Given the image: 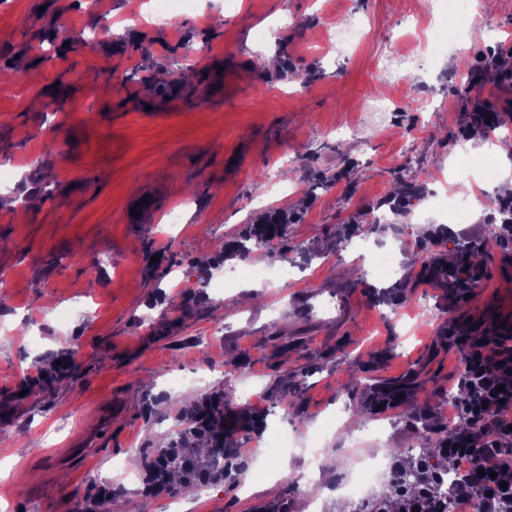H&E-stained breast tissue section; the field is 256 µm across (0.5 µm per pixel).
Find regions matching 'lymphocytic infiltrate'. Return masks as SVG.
<instances>
[{
	"label": "lymphocytic infiltrate",
	"mask_w": 512,
	"mask_h": 512,
	"mask_svg": "<svg viewBox=\"0 0 512 512\" xmlns=\"http://www.w3.org/2000/svg\"><path fill=\"white\" fill-rule=\"evenodd\" d=\"M468 351L457 385L465 398L455 408L458 423L440 439L449 461L465 462L456 493L481 512H512V333L467 337ZM493 461L495 478L478 471Z\"/></svg>",
	"instance_id": "obj_1"
}]
</instances>
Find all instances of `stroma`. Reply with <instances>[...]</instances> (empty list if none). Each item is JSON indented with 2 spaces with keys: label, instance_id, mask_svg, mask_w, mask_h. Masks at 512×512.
Returning a JSON list of instances; mask_svg holds the SVG:
<instances>
[{
  "label": "stroma",
  "instance_id": "stroma-1",
  "mask_svg": "<svg viewBox=\"0 0 512 512\" xmlns=\"http://www.w3.org/2000/svg\"><path fill=\"white\" fill-rule=\"evenodd\" d=\"M224 4L194 0L172 30L133 24L105 35L84 0H0V163L19 165L0 187V430L23 450L13 463V447L0 443L9 512H78L107 475L112 512H163L116 464L140 468L135 442L176 445L177 410L216 390L229 411L246 392L261 397L232 436L245 466L211 495L181 494L180 512H308L307 485L254 478L247 459L264 427L286 432L293 466L366 382L407 384L399 406L347 414L328 431L332 463L318 490L323 512H335L352 430L383 426L390 458L417 454L416 431L436 437L449 396L462 394L458 339L512 319V235L489 231L502 201L495 183L463 223L432 209L418 221L394 192L403 175L393 165L414 146L429 194L465 156L470 177L501 171L492 146L512 149V138L486 137L473 111L512 117V68L499 65L512 58V0H480L462 25L440 19V0H239L232 13ZM336 23L359 38L326 47ZM57 29L71 48L45 55ZM392 47L430 63L381 82L376 65ZM490 50L497 64L477 70ZM113 71L124 82L111 84ZM382 95L392 99L383 120L364 108ZM379 206L394 211L383 232L368 224ZM268 209L291 218L273 243L294 263L286 285L179 288L183 273L205 283L240 266L217 244ZM436 228L483 242L480 278L467 293L418 281L415 298L431 306L423 317L412 300L388 298L390 281L361 276L345 249L364 232L373 254L394 252L417 278L416 244ZM278 347L288 350L284 372ZM73 348L75 379L20 398L37 368ZM194 370L204 382L166 391ZM95 431L101 439L88 445Z\"/></svg>",
  "mask_w": 512,
  "mask_h": 512
}]
</instances>
